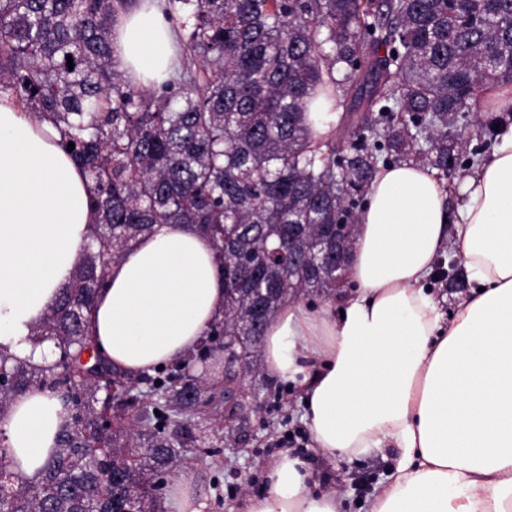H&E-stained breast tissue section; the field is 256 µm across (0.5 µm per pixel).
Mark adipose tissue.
<instances>
[{"instance_id": "ef3b65f1", "label": "adipose tissue", "mask_w": 512, "mask_h": 512, "mask_svg": "<svg viewBox=\"0 0 512 512\" xmlns=\"http://www.w3.org/2000/svg\"><path fill=\"white\" fill-rule=\"evenodd\" d=\"M114 64L142 85L167 80L177 40L159 0H139L112 27ZM47 120L0 96V351L41 364L51 343L33 329L72 280L95 211L90 183ZM457 220L421 163L378 167L351 254V291L337 303L284 304L263 338V367L298 384L313 451L353 460L393 448L394 466L366 512H512V124L464 178ZM456 244L475 290L444 317L431 281ZM212 242L159 224L127 250L97 296L90 324L118 369L150 374L191 354L224 315ZM68 418L63 400L30 391L0 422L12 471H40ZM305 456L282 450L246 512H347L340 493L312 491ZM167 512H206L194 479L172 478Z\"/></svg>"}]
</instances>
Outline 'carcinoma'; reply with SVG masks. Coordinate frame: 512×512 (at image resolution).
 <instances>
[{"mask_svg":"<svg viewBox=\"0 0 512 512\" xmlns=\"http://www.w3.org/2000/svg\"><path fill=\"white\" fill-rule=\"evenodd\" d=\"M115 0H0V94L60 128L62 146L92 184L98 212L71 283L34 330L57 359L11 361L0 352V420L31 390L71 406L58 447L35 476L0 478V512H121L154 506L183 449L205 444L191 419L216 424L261 369L264 325L284 303L330 299L346 286L336 254L356 241L358 215L381 163L422 162L451 179L478 167L497 141V115H473L478 89L512 83V0H166L188 12L178 80L138 88L116 69ZM72 56L73 68L67 66ZM342 76H337V73ZM365 105L347 138L316 137L307 100ZM158 224H190L213 243L224 273V318L201 356L232 349L224 389L188 372L153 380L106 364L89 313L110 269ZM347 224L336 236V225ZM319 262L277 256L288 237ZM465 288L462 267L440 261L436 281ZM216 343L210 347L209 343ZM89 355V362L83 356ZM138 407L103 427L101 393ZM163 398L167 411L157 399ZM160 414H155V411Z\"/></svg>","mask_w":512,"mask_h":512,"instance_id":"cac0c4a2","label":"carcinoma"}]
</instances>
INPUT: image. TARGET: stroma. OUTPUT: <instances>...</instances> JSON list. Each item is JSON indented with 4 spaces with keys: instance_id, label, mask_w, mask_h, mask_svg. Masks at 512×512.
I'll return each instance as SVG.
<instances>
[{
    "instance_id": "obj_1",
    "label": "stroma",
    "mask_w": 512,
    "mask_h": 512,
    "mask_svg": "<svg viewBox=\"0 0 512 512\" xmlns=\"http://www.w3.org/2000/svg\"><path fill=\"white\" fill-rule=\"evenodd\" d=\"M252 384L260 390L262 410L243 423L245 441L238 452L225 449L219 439L210 447L192 449L182 462V474L203 483L209 496V512H243L246 498L264 489L265 471L278 454L274 442L291 431L307 429L302 418L303 403L294 383L263 374ZM395 457V449L390 448L334 466L319 455L310 456L309 462L317 491L334 488L354 502L365 500Z\"/></svg>"
}]
</instances>
